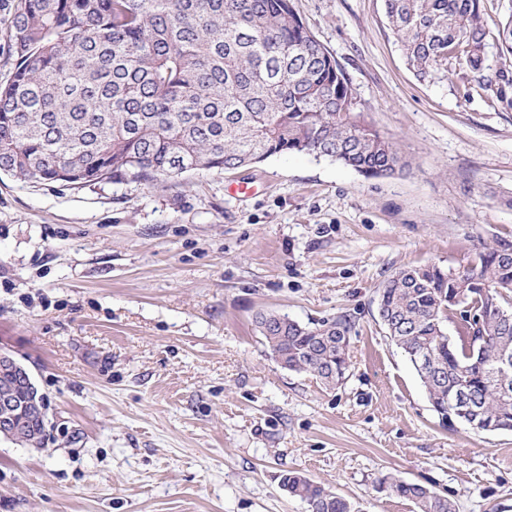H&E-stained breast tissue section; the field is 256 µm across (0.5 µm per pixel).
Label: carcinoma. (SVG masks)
Returning <instances> with one entry per match:
<instances>
[{"label": "carcinoma", "instance_id": "obj_1", "mask_svg": "<svg viewBox=\"0 0 512 512\" xmlns=\"http://www.w3.org/2000/svg\"><path fill=\"white\" fill-rule=\"evenodd\" d=\"M388 25L422 79L453 60L486 62L480 0H384ZM0 173L29 183L128 179L151 183L185 170H233L283 153H307L367 178L409 167L400 146L357 109V93L335 57L303 21L295 0H0ZM512 56V16L498 31ZM484 87L512 107V68ZM459 342L447 323L458 308ZM386 333L415 367L433 410L448 419L462 388L485 426L512 431V246L476 252L463 270L427 264L395 272L377 290ZM255 327L288 370L336 385L349 369L353 324L345 316L303 325L276 311ZM429 356L433 368L418 364ZM7 440L41 448L47 427L17 417ZM309 512H355L338 493L298 472L281 480ZM418 512H454L430 488L380 480Z\"/></svg>", "mask_w": 512, "mask_h": 512}]
</instances>
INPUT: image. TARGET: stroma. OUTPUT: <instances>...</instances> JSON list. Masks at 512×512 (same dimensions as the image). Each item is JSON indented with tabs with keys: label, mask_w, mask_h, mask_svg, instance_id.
<instances>
[{
	"label": "stroma",
	"mask_w": 512,
	"mask_h": 512,
	"mask_svg": "<svg viewBox=\"0 0 512 512\" xmlns=\"http://www.w3.org/2000/svg\"><path fill=\"white\" fill-rule=\"evenodd\" d=\"M295 3L410 169L285 153L153 185L1 174L0 350L51 427L41 448L0 440V512H308L289 471L357 512H416L378 490L386 475L456 512H512V432L443 425L376 304L396 271L512 245V109L479 85L512 0H483V72L452 62L435 81L407 65L382 0ZM270 310L350 316L345 381L282 368L254 325Z\"/></svg>",
	"instance_id": "1"
}]
</instances>
